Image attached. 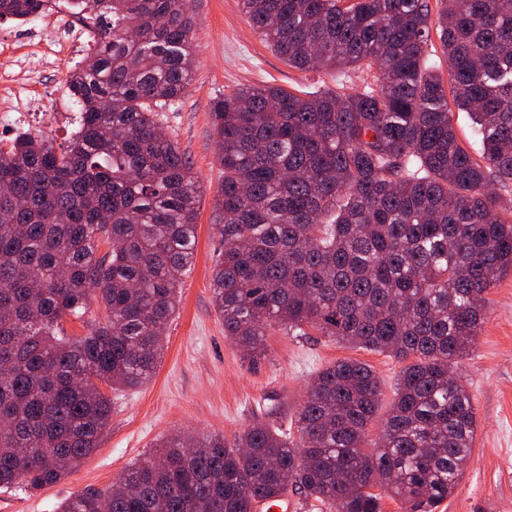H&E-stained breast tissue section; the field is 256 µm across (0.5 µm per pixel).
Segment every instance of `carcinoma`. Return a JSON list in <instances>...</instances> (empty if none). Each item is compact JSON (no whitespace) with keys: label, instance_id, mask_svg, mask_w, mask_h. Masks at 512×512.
<instances>
[{"label":"carcinoma","instance_id":"cac0c4a2","mask_svg":"<svg viewBox=\"0 0 512 512\" xmlns=\"http://www.w3.org/2000/svg\"><path fill=\"white\" fill-rule=\"evenodd\" d=\"M191 2L68 0L90 38L68 79L79 128L61 151L41 135L0 147V488L59 482L109 424L104 389L149 382L164 352L197 239L198 181L160 128L192 80ZM240 4L288 66L365 67L373 80L216 101L213 307L251 356L277 325L405 362L395 399L367 448L380 381L339 360L314 379L296 432L255 421L231 443L166 436L58 512H254L290 489L328 512H382L384 492L403 512H435L478 427L452 364L512 273V221L492 188L512 183V0H439L435 13L429 0ZM51 5L0 0V22ZM454 108L475 124L477 157ZM93 298L105 322L61 335Z\"/></svg>","mask_w":512,"mask_h":512}]
</instances>
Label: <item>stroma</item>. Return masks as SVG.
I'll use <instances>...</instances> for the list:
<instances>
[{
  "label": "stroma",
  "instance_id": "stroma-1",
  "mask_svg": "<svg viewBox=\"0 0 512 512\" xmlns=\"http://www.w3.org/2000/svg\"><path fill=\"white\" fill-rule=\"evenodd\" d=\"M191 16L193 78L164 109L161 123L200 185L197 247L194 266L183 278L180 309L166 330L165 352L149 383L112 393L110 424L91 455L41 491L0 489V512H57L74 492L108 488L162 437L179 431L231 441L256 420L289 431L311 381L341 359L369 364L381 382L368 442L377 440L390 409L403 368L395 358L316 332L292 336L278 328L270 329L263 354L252 358L225 337L211 293L212 267L224 248L212 227L221 183L213 103L244 86L332 87L340 73L288 67L252 28L240 0H193ZM70 47L86 50L87 38L66 0L35 20L0 22V145L10 146L15 138L13 114L21 100L35 97L48 109L76 114L66 90L71 67L59 56ZM487 298L480 332L457 369L477 416L475 444L463 478L436 512H512V274Z\"/></svg>",
  "mask_w": 512,
  "mask_h": 512
}]
</instances>
